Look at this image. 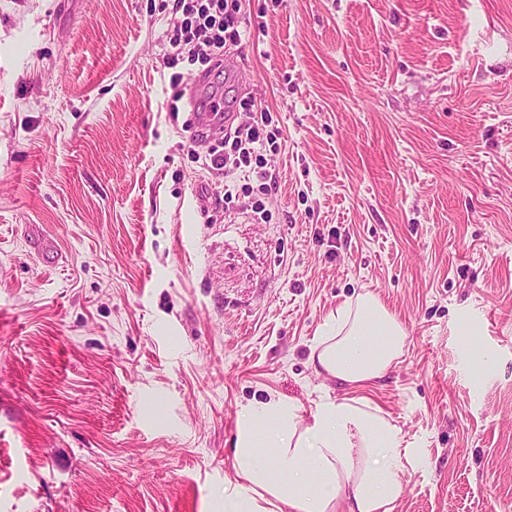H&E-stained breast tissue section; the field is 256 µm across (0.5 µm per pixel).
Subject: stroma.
Listing matches in <instances>:
<instances>
[{
  "label": "stroma",
  "instance_id": "obj_1",
  "mask_svg": "<svg viewBox=\"0 0 512 512\" xmlns=\"http://www.w3.org/2000/svg\"><path fill=\"white\" fill-rule=\"evenodd\" d=\"M241 12L213 86L276 144L222 178L161 0H0V512H224L242 406L346 395L309 356L366 293L407 333L367 392L395 512H512V0Z\"/></svg>",
  "mask_w": 512,
  "mask_h": 512
}]
</instances>
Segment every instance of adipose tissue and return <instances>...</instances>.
<instances>
[{"mask_svg":"<svg viewBox=\"0 0 512 512\" xmlns=\"http://www.w3.org/2000/svg\"><path fill=\"white\" fill-rule=\"evenodd\" d=\"M405 331L373 296L341 306L313 348L317 374L345 387L384 378ZM400 429L362 397L311 411L270 398L242 407L224 512H394L403 491Z\"/></svg>","mask_w":512,"mask_h":512,"instance_id":"adipose-tissue-1","label":"adipose tissue"}]
</instances>
